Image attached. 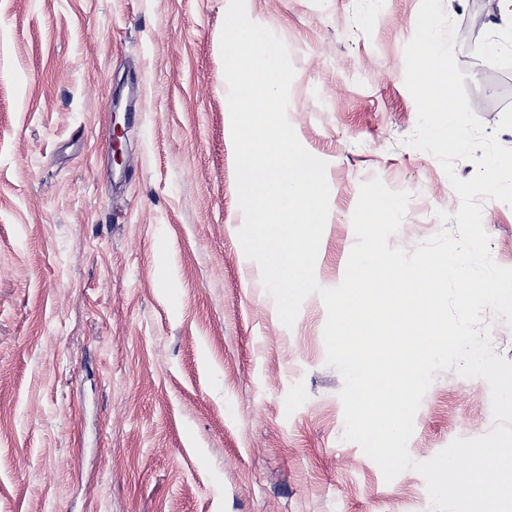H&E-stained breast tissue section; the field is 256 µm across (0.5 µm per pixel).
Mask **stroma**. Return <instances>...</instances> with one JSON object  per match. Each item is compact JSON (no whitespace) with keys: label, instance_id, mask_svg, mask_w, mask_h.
Returning <instances> with one entry per match:
<instances>
[{"label":"stroma","instance_id":"1","mask_svg":"<svg viewBox=\"0 0 512 512\" xmlns=\"http://www.w3.org/2000/svg\"><path fill=\"white\" fill-rule=\"evenodd\" d=\"M472 110L512 106V11L442 0ZM229 0H0V512H430L343 441L326 310L279 320L243 221L220 36ZM420 0H246L286 44L288 120L327 164L317 281L337 286L363 183L410 192L414 251L460 198L417 123L404 48ZM495 44L488 56L481 48ZM129 115L112 162L113 104ZM512 267V206L483 203ZM493 427L486 380L436 373L415 416L427 461Z\"/></svg>","mask_w":512,"mask_h":512}]
</instances>
